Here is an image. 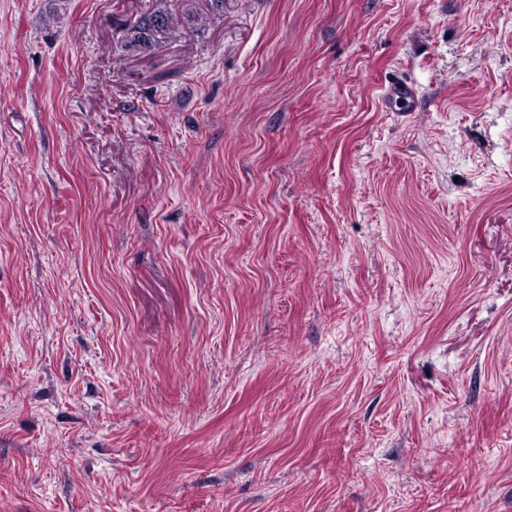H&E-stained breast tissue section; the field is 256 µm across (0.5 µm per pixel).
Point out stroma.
Wrapping results in <instances>:
<instances>
[{"label": "stroma", "mask_w": 512, "mask_h": 512, "mask_svg": "<svg viewBox=\"0 0 512 512\" xmlns=\"http://www.w3.org/2000/svg\"><path fill=\"white\" fill-rule=\"evenodd\" d=\"M181 9L0 0V512H512V0ZM187 2L181 16L169 11H153L137 19L130 28L133 42L141 49L148 50L156 42L158 35L176 32L180 25H205L208 20L224 13V0H183Z\"/></svg>", "instance_id": "1"}]
</instances>
